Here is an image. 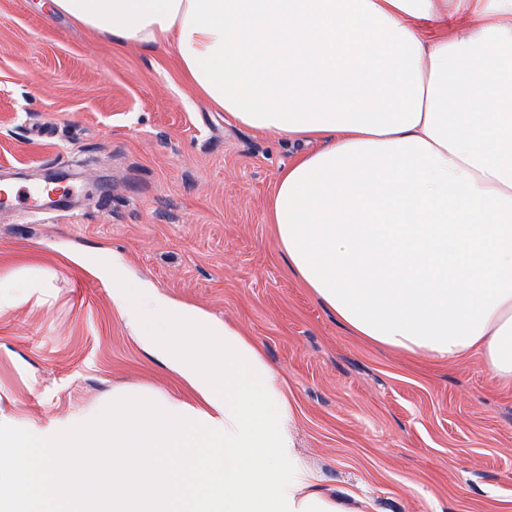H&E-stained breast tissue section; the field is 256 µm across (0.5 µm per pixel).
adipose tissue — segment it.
Instances as JSON below:
<instances>
[{"label": "adipose tissue", "instance_id": "ef3b65f1", "mask_svg": "<svg viewBox=\"0 0 512 512\" xmlns=\"http://www.w3.org/2000/svg\"><path fill=\"white\" fill-rule=\"evenodd\" d=\"M115 46L174 48L232 123L320 142L267 210L289 271L355 335L512 381V0H49ZM464 16V33L424 21ZM193 393L49 426L0 418V512H369L302 463L288 389L237 323L88 265Z\"/></svg>", "mask_w": 512, "mask_h": 512}]
</instances>
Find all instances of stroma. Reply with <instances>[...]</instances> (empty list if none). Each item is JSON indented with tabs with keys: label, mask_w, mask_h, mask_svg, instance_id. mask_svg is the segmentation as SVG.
<instances>
[{
	"label": "stroma",
	"mask_w": 512,
	"mask_h": 512,
	"mask_svg": "<svg viewBox=\"0 0 512 512\" xmlns=\"http://www.w3.org/2000/svg\"><path fill=\"white\" fill-rule=\"evenodd\" d=\"M304 144L225 121L173 48H114L40 0H0V174L74 173L45 220L0 212V416L43 426L116 388L179 381L70 252L121 253L170 297L239 322L288 385L298 451L372 512H512V384L354 336L288 271L265 221Z\"/></svg>",
	"instance_id": "35a3bbf8"
}]
</instances>
